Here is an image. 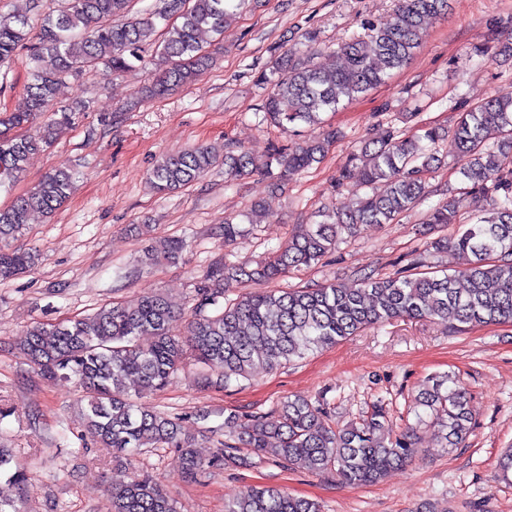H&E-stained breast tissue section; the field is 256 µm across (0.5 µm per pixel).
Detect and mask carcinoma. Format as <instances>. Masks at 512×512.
Masks as SVG:
<instances>
[{"mask_svg":"<svg viewBox=\"0 0 512 512\" xmlns=\"http://www.w3.org/2000/svg\"><path fill=\"white\" fill-rule=\"evenodd\" d=\"M45 15L39 42L27 46L30 17L0 13V66L29 48L30 77L23 87L25 107L0 112V187L20 179L30 155L52 147L59 127L75 112L53 108L59 84L86 72L117 76L141 60L144 46L156 47V80L148 97L163 96L193 82L209 69L210 55L200 41L209 33L224 41L229 0H164V6L142 18H125L132 0H59ZM448 12V0H397L389 22L370 25L368 40H352L329 54L327 67L292 58L283 51L272 57L261 80L270 85L263 121L286 133L303 123L318 125L334 112L383 84L419 48L429 19ZM47 115L33 133L28 126ZM336 129L297 147L277 146L269 153L268 173L288 177L320 162ZM450 140L461 162L459 173L473 192L493 196L490 216L466 224L451 238L431 245L453 250L461 264L453 272L378 276L361 271L357 287L331 282L314 287L243 292L233 288L272 282L292 270L310 268L336 249L343 232L360 224H392L431 193L430 174L439 157L435 146ZM512 92L492 95L460 113L451 135L420 126L410 135L389 130L363 144L340 169L337 182L361 174L364 190L358 206L306 224L271 256L255 263L219 258L208 265L194 288L190 314L160 293L132 304L109 302L94 311L56 324L26 330L20 350L42 375L63 378L80 388L84 432L112 449L114 457L133 461L145 448H174L187 477L209 468H254L272 457L283 467L334 473L352 485L381 480L411 463L418 453L412 427L397 433L383 401L376 400L344 428L329 424L330 404L307 397L290 398L264 415L224 418V440L208 458L195 451L194 436L181 418L158 408L151 397L163 391L191 358L198 365L197 383L225 388L247 378L258 367L273 370L336 345L373 325L400 318H437L451 325H512ZM229 178L243 179L255 168L247 152L220 155L198 145L160 157L149 173L158 193L191 186L219 161ZM75 174L67 166L47 172L27 193L0 207V281L15 278L35 265L36 254L4 244L20 233L33 212L52 215L68 200ZM457 205L443 204L427 215L428 233L456 221ZM183 240L166 244L163 259L178 262ZM150 342L142 343V338ZM137 384L136 395L129 391ZM441 428L444 447L457 449L473 427L466 390L450 374L432 377L419 397ZM111 512H176L173 500L153 476L110 484ZM224 512H322L319 503L277 487H251L224 504Z\"/></svg>","mask_w":512,"mask_h":512,"instance_id":"carcinoma-1","label":"carcinoma"}]
</instances>
